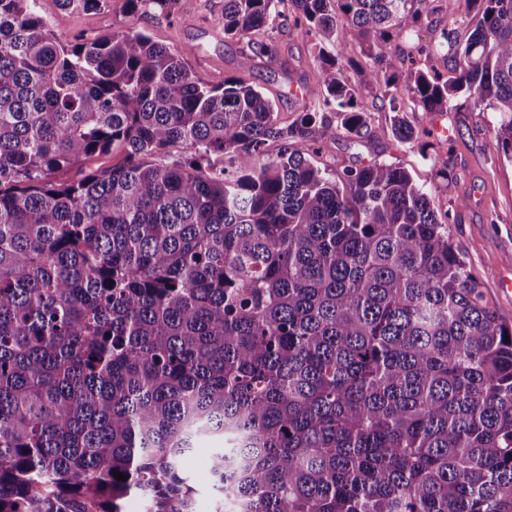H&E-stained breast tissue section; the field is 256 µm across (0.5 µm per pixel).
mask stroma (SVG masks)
Segmentation results:
<instances>
[{
    "mask_svg": "<svg viewBox=\"0 0 512 512\" xmlns=\"http://www.w3.org/2000/svg\"><path fill=\"white\" fill-rule=\"evenodd\" d=\"M38 10L49 30L65 43L133 28L181 51L185 67L207 85L246 75L272 99L283 126L302 112L305 88L319 66V39L296 28L276 27L263 37L277 46V56L255 60L251 71L242 73L240 62L250 52L251 39L225 35L224 0H195L191 10L172 16L130 14L126 0H109L104 10L92 12L63 10L55 0H38ZM361 44L351 33L337 51L344 62V80L362 90L374 63L362 53ZM403 107L415 132L412 140L398 141L392 133L393 113L377 106L369 113L371 136L359 138L337 129L315 161L333 170L376 159L405 168L439 209L450 211L448 233L455 249L479 278L489 306L512 327V294L501 290L502 284H512V161L493 148L497 115L473 110L462 96L447 112H426L408 101ZM436 131L450 137L451 151L437 148L432 137ZM222 445L218 438L202 439L183 460V472L194 479L198 512H215L217 493L207 474L214 449Z\"/></svg>",
    "mask_w": 512,
    "mask_h": 512,
    "instance_id": "35a3bbf8",
    "label": "stroma"
}]
</instances>
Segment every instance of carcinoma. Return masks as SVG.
<instances>
[{
  "mask_svg": "<svg viewBox=\"0 0 512 512\" xmlns=\"http://www.w3.org/2000/svg\"><path fill=\"white\" fill-rule=\"evenodd\" d=\"M277 2L224 0V34L356 30L396 138L403 78L426 112L498 113L512 160V0H441L445 77L400 70L426 0ZM340 71L322 58L282 127L245 79L210 87L141 31L64 44L37 0H0V512H196L180 460L204 436L224 441L215 512H512V328L408 171L313 164L331 116L371 133ZM175 144L197 161H153ZM115 145L125 165L51 180Z\"/></svg>",
  "mask_w": 512,
  "mask_h": 512,
  "instance_id": "carcinoma-1",
  "label": "carcinoma"
}]
</instances>
